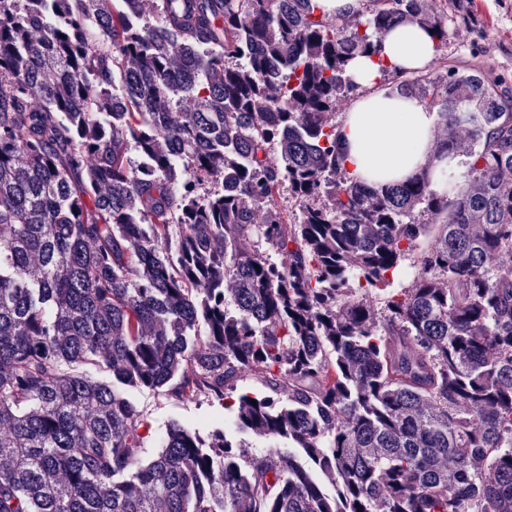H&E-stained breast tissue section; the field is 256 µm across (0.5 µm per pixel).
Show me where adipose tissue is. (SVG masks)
<instances>
[{"mask_svg": "<svg viewBox=\"0 0 512 512\" xmlns=\"http://www.w3.org/2000/svg\"><path fill=\"white\" fill-rule=\"evenodd\" d=\"M435 45L429 30L401 23L382 37L378 53L349 63L348 76L360 95L341 119L338 147L354 179L380 189L423 175L441 194L448 190L449 172L460 171L458 158L438 154L436 112L400 89L380 85L383 71L424 68Z\"/></svg>", "mask_w": 512, "mask_h": 512, "instance_id": "1", "label": "adipose tissue"}]
</instances>
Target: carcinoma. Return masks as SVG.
I'll list each match as a JSON object with an SVG mask.
<instances>
[{"label": "carcinoma", "instance_id": "carcinoma-1", "mask_svg": "<svg viewBox=\"0 0 512 512\" xmlns=\"http://www.w3.org/2000/svg\"><path fill=\"white\" fill-rule=\"evenodd\" d=\"M140 3L0 0V512H512L506 79L405 75L439 153L466 131L463 183L372 189L340 163L347 63L401 22L448 44L432 0ZM245 373L238 428L290 450L171 421L154 451L125 392L222 406ZM317 14L326 17H340L361 11L363 3L360 0H312Z\"/></svg>", "mask_w": 512, "mask_h": 512}]
</instances>
